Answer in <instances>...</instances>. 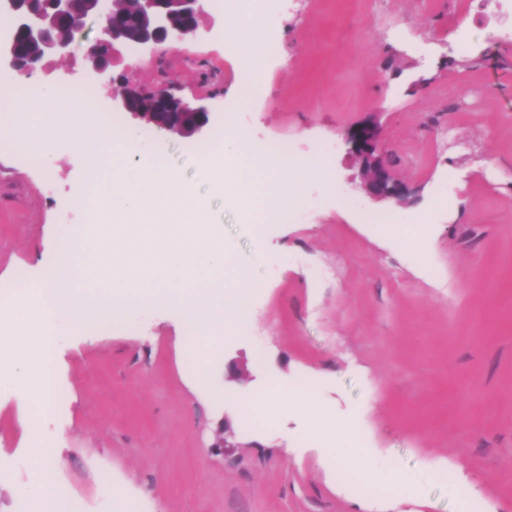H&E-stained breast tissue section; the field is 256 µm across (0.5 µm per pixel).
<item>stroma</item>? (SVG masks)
Here are the masks:
<instances>
[{"instance_id": "obj_1", "label": "stroma", "mask_w": 512, "mask_h": 512, "mask_svg": "<svg viewBox=\"0 0 512 512\" xmlns=\"http://www.w3.org/2000/svg\"><path fill=\"white\" fill-rule=\"evenodd\" d=\"M461 2L269 0L265 84L244 102L236 58L214 36L222 18L208 10L196 36L99 74L107 97L123 73L203 100L210 129L231 121L289 142L318 172L299 216L257 236L201 165L209 137L124 117L223 230V286L243 274L260 287L243 332L212 348L161 299L128 302L106 327L58 312L45 371L61 403L39 410L0 392V512H25L31 498L16 489L39 486L44 468L75 512H512V12L475 6L459 28L448 16ZM97 36L93 17L37 79L84 72ZM365 121L409 205L362 190L345 132ZM52 154L47 166L0 152V284L22 270L47 277L94 204L88 154ZM369 215L410 225L409 239ZM305 380L320 414L247 423L271 384ZM353 423L389 468L376 484L402 473L419 478L413 493L377 500L307 442L313 430L349 436ZM36 436L51 444L41 464L29 455ZM456 484L474 502L450 494Z\"/></svg>"}]
</instances>
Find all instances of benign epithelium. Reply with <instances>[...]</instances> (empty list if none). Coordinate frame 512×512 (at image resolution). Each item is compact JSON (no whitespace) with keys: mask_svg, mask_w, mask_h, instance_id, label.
<instances>
[{"mask_svg":"<svg viewBox=\"0 0 512 512\" xmlns=\"http://www.w3.org/2000/svg\"><path fill=\"white\" fill-rule=\"evenodd\" d=\"M202 0H137L135 11L127 13L123 0H89L91 13L108 19L107 38L112 46L135 39L143 47L174 46L196 34ZM7 10L14 19L11 39L5 49V74L31 75L36 66L50 54H61L69 41L59 36L63 26L76 27L82 17L74 10V0H6ZM103 42L95 41L87 50L86 60L96 71L106 70L112 57H102ZM112 83L121 85L122 92L112 95L118 110L130 114L156 128L157 111L171 117L169 129L183 136L201 135L210 122V112L204 104H192L173 94L167 87L151 90L132 86L118 75ZM349 151L357 156L365 172L364 188L374 198L408 203V189L393 175L390 156L383 150L379 128L374 122H363L346 131Z\"/></svg>","mask_w":512,"mask_h":512,"instance_id":"7a95c632","label":"benign epithelium"}]
</instances>
